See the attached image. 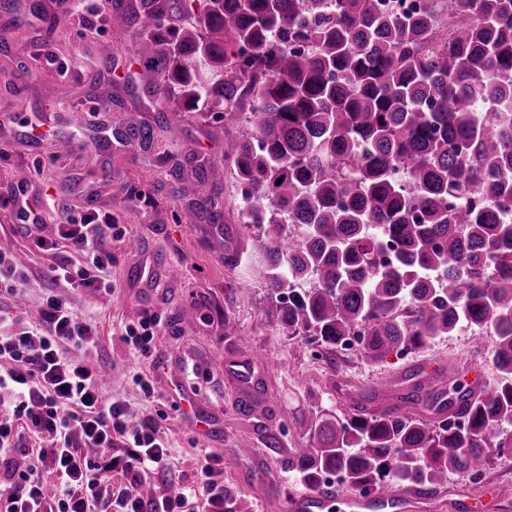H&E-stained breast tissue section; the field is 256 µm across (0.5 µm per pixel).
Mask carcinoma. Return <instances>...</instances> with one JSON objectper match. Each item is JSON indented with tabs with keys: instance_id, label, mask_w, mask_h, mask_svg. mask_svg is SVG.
Instances as JSON below:
<instances>
[{
	"instance_id": "obj_1",
	"label": "carcinoma",
	"mask_w": 512,
	"mask_h": 512,
	"mask_svg": "<svg viewBox=\"0 0 512 512\" xmlns=\"http://www.w3.org/2000/svg\"><path fill=\"white\" fill-rule=\"evenodd\" d=\"M127 27L154 46L139 64L163 107L122 136L147 144L170 112L238 130L224 168L284 333L374 362L464 328L497 338L490 394L415 372L398 399L416 412L365 395L320 413L284 467L357 491L480 475L512 425V0H143Z\"/></svg>"
}]
</instances>
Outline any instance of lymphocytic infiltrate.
Masks as SVG:
<instances>
[{
	"mask_svg": "<svg viewBox=\"0 0 512 512\" xmlns=\"http://www.w3.org/2000/svg\"><path fill=\"white\" fill-rule=\"evenodd\" d=\"M111 225L64 218L49 240L28 225L36 247L59 251L53 279L110 289ZM0 309V512H185L192 488L144 498L147 478L168 470L160 417L134 419L103 393L95 327L69 300L48 294L35 324L15 329Z\"/></svg>",
	"mask_w": 512,
	"mask_h": 512,
	"instance_id": "1",
	"label": "lymphocytic infiltrate"
}]
</instances>
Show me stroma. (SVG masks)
<instances>
[{"label": "stroma", "instance_id": "35a3bbf8", "mask_svg": "<svg viewBox=\"0 0 512 512\" xmlns=\"http://www.w3.org/2000/svg\"><path fill=\"white\" fill-rule=\"evenodd\" d=\"M0 38L10 46L0 53V83L25 86L21 96L0 86V115L22 108L60 115L78 106L86 114L85 128L76 132L81 141L106 119L116 127L153 123L160 103L146 92L153 79L143 68H136L132 88L116 83L110 72L96 85L84 80L85 73L102 70L103 53L124 66L130 52L153 51L149 41L131 38L119 16L101 14L99 0H76L49 38L39 24L14 25L0 13ZM57 134L49 129L31 143L0 129V239L9 240L14 262L31 273L15 304L22 321H35L52 290L95 324L106 393L126 400L136 416H165L170 468L153 477L154 485L196 481L197 462L208 453L224 469L226 492L246 501L249 512H281L280 503L266 498V488H280L285 497L303 491L283 462L309 433L316 413L346 411L348 393L372 390L375 407H382L406 388L422 360L443 365L452 382L478 374L495 380L490 335L465 331L373 362L355 349L338 350L331 360L320 346L282 334L264 296L260 262L234 269L224 264L226 250L241 252L251 242L237 222L236 190L224 171L223 120L174 112L152 145H81L67 158L56 155ZM199 163L214 166L208 184L222 191L223 223L181 220L203 191L195 175ZM20 174L29 175L34 196L51 199L43 212L45 238L56 239L63 210L113 217L120 235L112 240L111 290L71 288L44 277L48 256L9 221L6 204ZM132 237L139 250L129 249ZM155 263L172 268V276L157 277L150 288L134 280L135 268ZM147 311L157 325L153 357L143 362L121 336ZM236 360L261 373L264 391L248 392L225 372V364ZM139 373L148 375L152 398L140 391ZM242 439L252 445L244 456L237 448ZM479 488L500 493L497 512H512V454L494 458L479 476L449 474L445 486L429 494L424 512H462L464 494Z\"/></svg>", "mask_w": 512, "mask_h": 512}]
</instances>
